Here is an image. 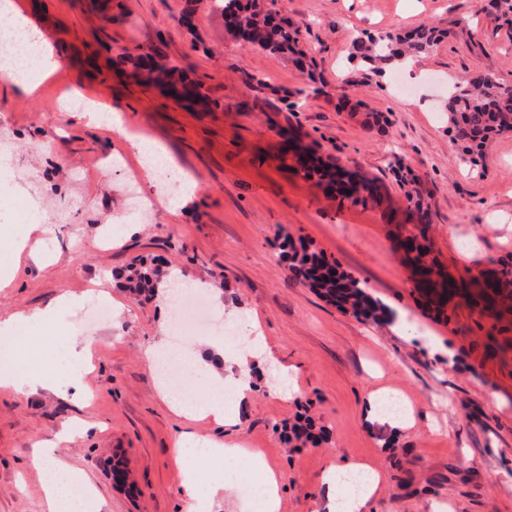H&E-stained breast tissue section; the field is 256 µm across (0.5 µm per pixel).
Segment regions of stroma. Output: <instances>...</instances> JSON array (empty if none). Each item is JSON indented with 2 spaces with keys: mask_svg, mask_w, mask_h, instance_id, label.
Wrapping results in <instances>:
<instances>
[{
  "mask_svg": "<svg viewBox=\"0 0 512 512\" xmlns=\"http://www.w3.org/2000/svg\"><path fill=\"white\" fill-rule=\"evenodd\" d=\"M20 15L52 50L58 67L31 93L0 77V136L13 145L0 167V319L77 297L59 327L36 324L23 338L29 372L65 381L83 375L85 394L65 389L0 392V512H47L43 483L29 465L36 446L74 422L85 428L62 443L61 457L87 475L101 512H191L182 493L194 457L177 449L241 442L260 452L282 478L280 512H326L328 467L369 464L381 476L364 512H512V355L487 348L488 320L466 300L436 314L417 287L399 232L416 219L404 193L414 187L430 222L425 235L436 269L491 274L512 257V134L487 144L463 166L444 105L448 82L481 73L512 86V38L489 0H279L281 17L300 28L324 91L304 95L295 63L231 35L210 0H14ZM423 24L443 32L418 58L410 93L384 76L348 82L352 40L362 33L409 32ZM153 47L186 67L203 101L185 108L115 66L123 51ZM261 79L248 87L246 75ZM78 92L105 107L114 124L98 129L61 100ZM296 111H280L282 99ZM387 125L367 123V111ZM295 129L318 154L357 169L380 202L340 200L318 179L293 170L272 123ZM166 145L193 178L186 206L157 196L151 220L130 211L128 177L140 163L127 134ZM35 199L43 247L53 258L36 266L16 248L27 229L24 204ZM69 204L73 221L57 223L51 202ZM315 253L384 303L395 320L363 321L295 276L284 241ZM208 284L220 327L238 344L215 360L206 337L189 339L200 376L191 393L212 395L235 384L234 358L252 359V389L233 400L241 425L228 432L209 419L174 414L152 379L145 349L168 339L170 309L134 300L126 275L140 264ZM104 299H87L88 291ZM109 310L105 320L92 308ZM259 325L272 353L253 358L245 336ZM85 351L86 367L72 360ZM221 383H214V376ZM391 391L411 409L407 425L371 415V394ZM210 512H255L248 481L211 493Z\"/></svg>",
  "mask_w": 512,
  "mask_h": 512,
  "instance_id": "35a3bbf8",
  "label": "stroma"
}]
</instances>
